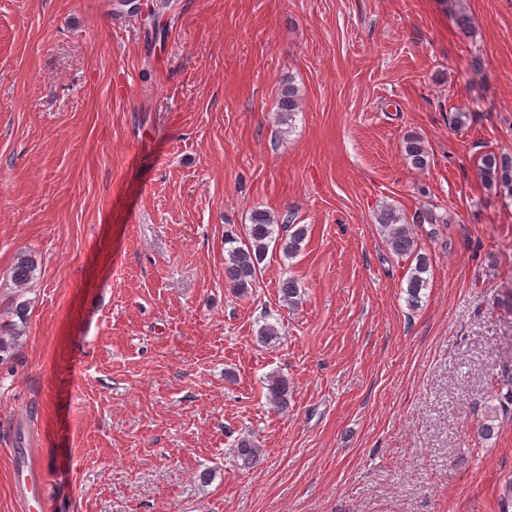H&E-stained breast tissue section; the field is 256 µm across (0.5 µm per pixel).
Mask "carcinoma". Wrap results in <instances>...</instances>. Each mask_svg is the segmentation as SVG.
I'll use <instances>...</instances> for the list:
<instances>
[{
  "label": "carcinoma",
  "mask_w": 512,
  "mask_h": 512,
  "mask_svg": "<svg viewBox=\"0 0 512 512\" xmlns=\"http://www.w3.org/2000/svg\"><path fill=\"white\" fill-rule=\"evenodd\" d=\"M299 109L298 92L290 86L284 89L278 101V111L281 119L290 120ZM404 153L407 160L416 169L428 165L429 152L424 141L417 135H410L404 142ZM480 175L489 188L505 192L512 196V155L485 153L480 158ZM276 221L264 210H254L251 213V224L247 227L245 240L237 244V239L231 237L227 243L228 259L224 267L225 281L230 288L240 295L248 293L255 280L259 264L264 260L266 250L272 241ZM285 236L280 238L283 252L293 256L301 250V245L307 235V227L300 224L282 225ZM382 228L386 236V244L390 252L399 259L409 258L415 261L407 281V302L410 307L418 306L420 291L426 287L430 263L429 257L421 252L415 239L412 225L395 212L388 210L382 216ZM36 266L34 261L21 256L17 259L11 271V279L17 288L25 287L34 277ZM282 301L290 307H296L301 300L300 287L293 278H288L281 285ZM28 303L25 301L15 304L13 315L17 320L4 326V334L0 336V361L7 359L13 349L24 336V325L27 321ZM289 385L284 377L275 376L267 384V399L278 409L288 407ZM237 457L242 465L254 468L260 461L261 451L246 439L237 443Z\"/></svg>",
  "instance_id": "1"
}]
</instances>
